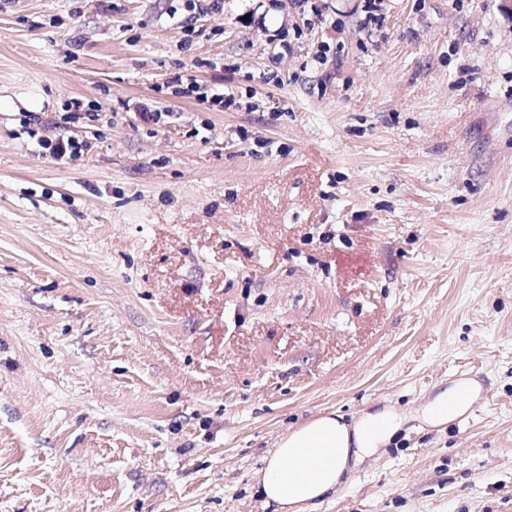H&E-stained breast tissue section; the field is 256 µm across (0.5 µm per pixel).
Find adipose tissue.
I'll return each mask as SVG.
<instances>
[{
	"label": "adipose tissue",
	"mask_w": 512,
	"mask_h": 512,
	"mask_svg": "<svg viewBox=\"0 0 512 512\" xmlns=\"http://www.w3.org/2000/svg\"><path fill=\"white\" fill-rule=\"evenodd\" d=\"M474 394L464 382L439 393L425 408L424 418L441 425L464 412ZM404 418L396 410L363 412L352 423L336 413L316 417L282 436L258 472L265 502L304 512L335 492L352 464L377 454L396 435Z\"/></svg>",
	"instance_id": "obj_1"
}]
</instances>
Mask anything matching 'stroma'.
<instances>
[{"instance_id": "1", "label": "stroma", "mask_w": 512, "mask_h": 512, "mask_svg": "<svg viewBox=\"0 0 512 512\" xmlns=\"http://www.w3.org/2000/svg\"><path fill=\"white\" fill-rule=\"evenodd\" d=\"M314 2L0 0V512H283L280 437L383 407L312 512H512V0ZM39 146L42 148V155L47 156L48 154L54 159L64 157L67 151H69L70 156L75 157L78 155V153L81 152L82 148H88V144H78L70 139H68L66 142L60 139L55 141L41 140ZM474 389L464 382L456 383L439 393L425 408L424 418L431 425H442L464 412Z\"/></svg>"}]
</instances>
